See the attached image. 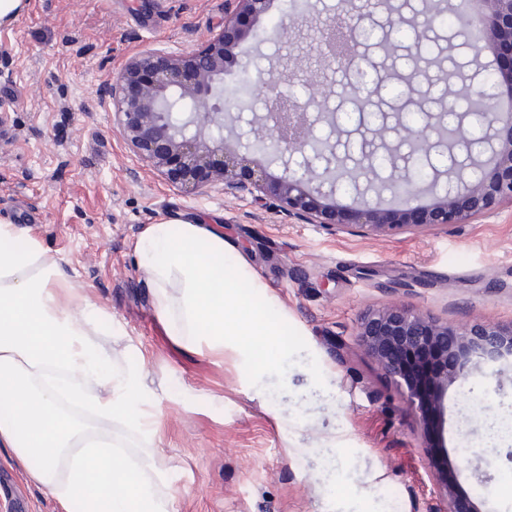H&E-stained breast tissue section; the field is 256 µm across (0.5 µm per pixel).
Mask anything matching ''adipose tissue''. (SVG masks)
Listing matches in <instances>:
<instances>
[{
    "mask_svg": "<svg viewBox=\"0 0 512 512\" xmlns=\"http://www.w3.org/2000/svg\"><path fill=\"white\" fill-rule=\"evenodd\" d=\"M134 253L169 335L199 352L239 350L259 373L277 368L279 306L223 234L163 219L141 232ZM247 287L263 305L248 301ZM111 326L38 239L0 218V455L65 512H176L185 488L129 456L112 430L117 423L150 442L158 433L142 408L151 391L140 370L115 369L111 349L95 341Z\"/></svg>",
    "mask_w": 512,
    "mask_h": 512,
    "instance_id": "1",
    "label": "adipose tissue"
}]
</instances>
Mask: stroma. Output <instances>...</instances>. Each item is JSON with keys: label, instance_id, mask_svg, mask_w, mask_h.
Masks as SVG:
<instances>
[{"label": "stroma", "instance_id": "35a3bbf8", "mask_svg": "<svg viewBox=\"0 0 512 512\" xmlns=\"http://www.w3.org/2000/svg\"><path fill=\"white\" fill-rule=\"evenodd\" d=\"M0 26V217L28 230L97 307L111 313L117 368L140 367L160 422L152 448L126 432L129 455L187 487L177 512H441L444 469L480 512H512V438L494 461L477 442L512 419V362L449 385L444 440L426 449L417 415L359 346L369 311L405 305L456 325L512 321V208L470 224L373 238L288 218L274 200L178 188L133 153L99 86L138 52L186 54L224 22L230 0H26ZM337 0L285 33L273 0L242 42L225 86L250 61H280L330 112L346 82L319 57ZM223 233L288 313L280 368L256 379L232 350H187L158 320L133 247L163 218ZM0 512H62L22 468L0 461Z\"/></svg>", "mask_w": 512, "mask_h": 512}]
</instances>
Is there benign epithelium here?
Returning <instances> with one entry per match:
<instances>
[{
    "label": "benign epithelium",
    "instance_id": "7a95c632",
    "mask_svg": "<svg viewBox=\"0 0 512 512\" xmlns=\"http://www.w3.org/2000/svg\"><path fill=\"white\" fill-rule=\"evenodd\" d=\"M234 9L224 14V27L211 34L187 56L144 50L98 89L112 100L125 143L146 166L176 187L224 186V193L247 192L255 200L278 202L281 212L307 224H330L339 232L386 237L401 230L423 231L443 224H470L490 217L503 206L512 207V118L503 119L497 103L512 99V0H484V8L457 17L462 28L472 25L480 39L472 45L474 58L484 47L496 55L497 68L489 73L491 88L482 84L483 69L464 76L476 95L489 99L477 140L466 130L452 147L453 157H463L448 168V182L439 186L443 172L430 183L434 199L422 204L414 194L399 198V209L365 201L358 207L340 202L343 193L337 173L346 165L338 150L336 115L322 112L312 98L282 95L286 75L271 61L258 70L257 79L268 88L264 99L266 121L260 126L244 112H224L213 102L224 82V71L235 62L234 49L252 35L253 23L265 15L271 0H233ZM369 20L356 0H339L336 13L324 24L327 33L324 58L346 69L354 66L356 35ZM230 125L243 148L259 152L249 140L268 144L265 154L276 155L284 174L273 177L227 158L224 124ZM329 127L325 147L313 153L320 138L316 126ZM437 142V123L413 131L404 130L402 142ZM418 172L414 160L394 167L382 189L392 191ZM357 338L363 350L401 389L407 405L419 411L422 421L434 416V438L443 431V400L448 385L465 382L490 363L512 357V321L507 324L475 322L453 326L404 306L373 310L361 320ZM444 512H478L448 475L437 473Z\"/></svg>",
    "mask_w": 512,
    "mask_h": 512
}]
</instances>
